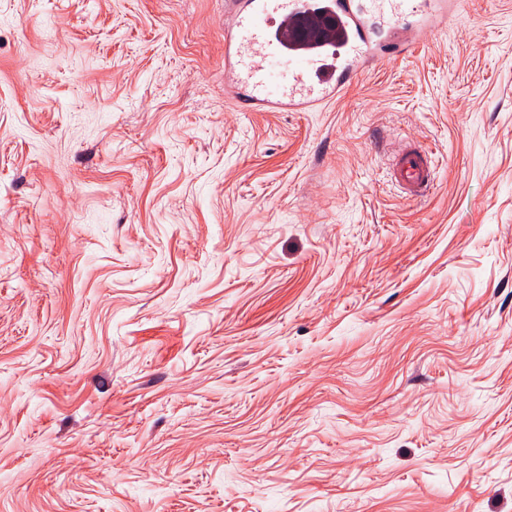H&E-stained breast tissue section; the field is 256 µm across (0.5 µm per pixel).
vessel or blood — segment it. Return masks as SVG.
I'll list each match as a JSON object with an SVG mask.
<instances>
[{
	"mask_svg": "<svg viewBox=\"0 0 512 512\" xmlns=\"http://www.w3.org/2000/svg\"><path fill=\"white\" fill-rule=\"evenodd\" d=\"M224 92L256 112H310L339 99L375 65L412 48L397 33L424 35L448 20L447 0H224ZM318 17L321 34L301 37L302 16ZM433 161L415 147L392 164L414 195L433 182Z\"/></svg>",
	"mask_w": 512,
	"mask_h": 512,
	"instance_id": "vessel-or-blood-1",
	"label": "vessel or blood"
}]
</instances>
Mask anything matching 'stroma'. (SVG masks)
Here are the masks:
<instances>
[{"label": "stroma", "instance_id": "stroma-1", "mask_svg": "<svg viewBox=\"0 0 512 512\" xmlns=\"http://www.w3.org/2000/svg\"><path fill=\"white\" fill-rule=\"evenodd\" d=\"M456 9L254 112L224 0H0V512H512V0ZM433 174L432 158L425 151L411 146L402 149L392 164V176L416 196L430 188Z\"/></svg>", "mask_w": 512, "mask_h": 512}]
</instances>
